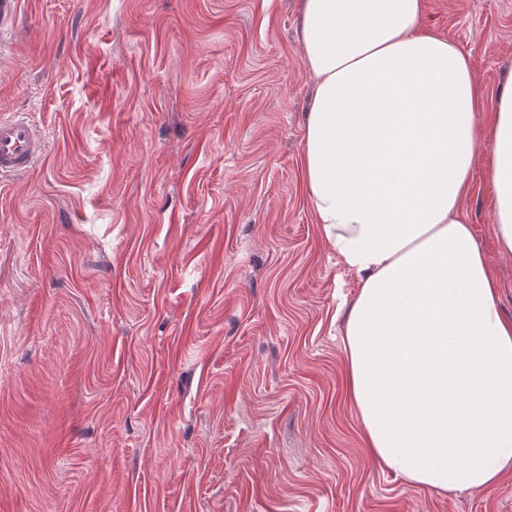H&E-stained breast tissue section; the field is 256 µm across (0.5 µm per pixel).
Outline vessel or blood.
<instances>
[{
    "label": "vessel or blood",
    "instance_id": "vessel-or-blood-1",
    "mask_svg": "<svg viewBox=\"0 0 512 512\" xmlns=\"http://www.w3.org/2000/svg\"><path fill=\"white\" fill-rule=\"evenodd\" d=\"M44 148L36 125L23 119L0 118V172L30 171Z\"/></svg>",
    "mask_w": 512,
    "mask_h": 512
}]
</instances>
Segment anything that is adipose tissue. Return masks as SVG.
Segmentation results:
<instances>
[{
  "instance_id": "ef3b65f1",
  "label": "adipose tissue",
  "mask_w": 512,
  "mask_h": 512,
  "mask_svg": "<svg viewBox=\"0 0 512 512\" xmlns=\"http://www.w3.org/2000/svg\"><path fill=\"white\" fill-rule=\"evenodd\" d=\"M314 80L300 157L310 210L357 277L343 349L369 448L451 493L512 469V320L462 201L479 85L422 0H300ZM494 233L512 253V80L489 108Z\"/></svg>"
}]
</instances>
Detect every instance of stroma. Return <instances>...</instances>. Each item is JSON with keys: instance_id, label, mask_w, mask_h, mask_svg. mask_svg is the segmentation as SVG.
I'll return each instance as SVG.
<instances>
[{"instance_id": "obj_1", "label": "stroma", "mask_w": 512, "mask_h": 512, "mask_svg": "<svg viewBox=\"0 0 512 512\" xmlns=\"http://www.w3.org/2000/svg\"><path fill=\"white\" fill-rule=\"evenodd\" d=\"M297 0H20L0 116L46 155L0 176V512H512V473L443 494L365 448L345 393L356 277L299 160ZM486 98L512 0H423ZM493 130L462 203L512 319Z\"/></svg>"}]
</instances>
